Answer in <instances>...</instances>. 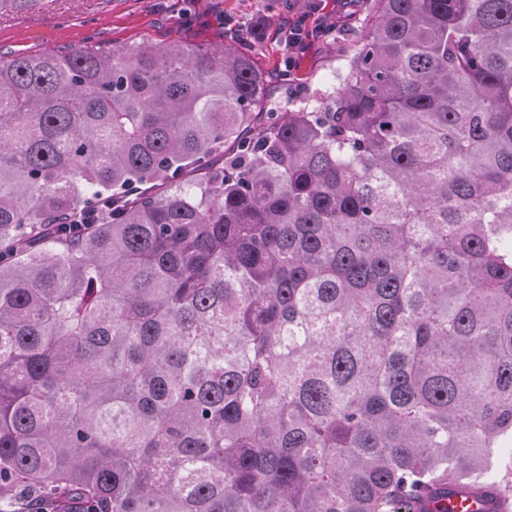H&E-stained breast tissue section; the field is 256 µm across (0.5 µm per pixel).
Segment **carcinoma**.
<instances>
[{
    "label": "carcinoma",
    "mask_w": 512,
    "mask_h": 512,
    "mask_svg": "<svg viewBox=\"0 0 512 512\" xmlns=\"http://www.w3.org/2000/svg\"><path fill=\"white\" fill-rule=\"evenodd\" d=\"M373 6L274 118L235 40L0 55V512L512 499V0Z\"/></svg>",
    "instance_id": "1"
}]
</instances>
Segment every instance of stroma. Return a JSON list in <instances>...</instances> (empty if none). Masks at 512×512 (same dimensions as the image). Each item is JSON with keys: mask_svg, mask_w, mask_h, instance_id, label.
<instances>
[{"mask_svg": "<svg viewBox=\"0 0 512 512\" xmlns=\"http://www.w3.org/2000/svg\"><path fill=\"white\" fill-rule=\"evenodd\" d=\"M348 0H35L0 14V53L64 52L86 41L100 47L149 41L163 46L220 43L226 32L257 28L247 50L268 74V105L282 112L323 87L350 57L371 21L369 0L347 13ZM332 23L331 34L286 46L290 13Z\"/></svg>", "mask_w": 512, "mask_h": 512, "instance_id": "stroma-1", "label": "stroma"}]
</instances>
